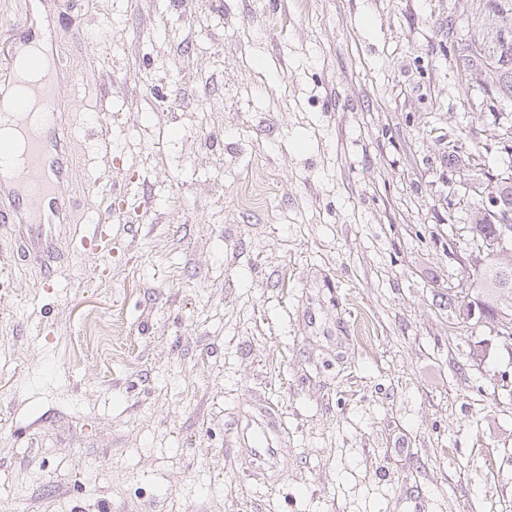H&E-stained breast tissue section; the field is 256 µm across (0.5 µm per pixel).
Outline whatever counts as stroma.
I'll use <instances>...</instances> for the list:
<instances>
[{"instance_id": "stroma-1", "label": "stroma", "mask_w": 512, "mask_h": 512, "mask_svg": "<svg viewBox=\"0 0 512 512\" xmlns=\"http://www.w3.org/2000/svg\"><path fill=\"white\" fill-rule=\"evenodd\" d=\"M496 4L0 0L4 51L53 25L73 132L65 268L0 258V512H512V348L451 335L445 251L512 175V94L457 53L496 65ZM257 408L260 412L258 416L249 415L243 426L242 424L238 425L240 447L253 448L254 460L251 465V468H254L255 471H253V475H260L269 482L274 477L273 471L261 465H256V461L262 460L266 455L274 454L273 448L279 445L274 433L280 432L279 423L271 408L263 404H258Z\"/></svg>"}]
</instances>
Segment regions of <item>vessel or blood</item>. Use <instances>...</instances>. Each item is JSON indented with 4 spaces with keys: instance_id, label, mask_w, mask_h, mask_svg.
<instances>
[{
    "instance_id": "vessel-or-blood-1",
    "label": "vessel or blood",
    "mask_w": 512,
    "mask_h": 512,
    "mask_svg": "<svg viewBox=\"0 0 512 512\" xmlns=\"http://www.w3.org/2000/svg\"><path fill=\"white\" fill-rule=\"evenodd\" d=\"M24 56L37 80L20 84L11 76L0 84V230L9 232L14 257L37 265L50 280L66 261L61 237L70 200L61 186L69 177L70 131L57 81L39 50L18 45L10 67ZM278 429L275 413L265 405L238 429L241 447L251 449L257 462V475L269 474L260 461L272 454Z\"/></svg>"
}]
</instances>
